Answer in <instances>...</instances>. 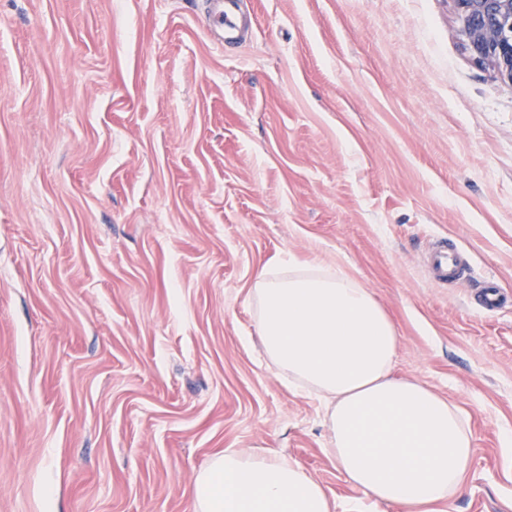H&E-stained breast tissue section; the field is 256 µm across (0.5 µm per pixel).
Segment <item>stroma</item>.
<instances>
[{"instance_id": "35a3bbf8", "label": "stroma", "mask_w": 512, "mask_h": 512, "mask_svg": "<svg viewBox=\"0 0 512 512\" xmlns=\"http://www.w3.org/2000/svg\"><path fill=\"white\" fill-rule=\"evenodd\" d=\"M208 6L0 0V512H193L227 448L396 512L260 356L252 288L286 254L367 288L395 376L467 417L441 512H512V84L453 0H242L224 45ZM439 237L468 279L429 278Z\"/></svg>"}]
</instances>
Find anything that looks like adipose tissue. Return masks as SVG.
<instances>
[{"label":"adipose tissue","instance_id":"adipose-tissue-1","mask_svg":"<svg viewBox=\"0 0 512 512\" xmlns=\"http://www.w3.org/2000/svg\"><path fill=\"white\" fill-rule=\"evenodd\" d=\"M256 327L267 358L320 393L329 452L350 483L398 512H439L458 494L473 437L452 400L393 374L396 328L344 269L286 258L258 273ZM195 512H334L324 487L275 451L227 449L193 486Z\"/></svg>","mask_w":512,"mask_h":512}]
</instances>
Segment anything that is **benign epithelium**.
<instances>
[{"label":"benign epithelium","instance_id":"7a95c632","mask_svg":"<svg viewBox=\"0 0 512 512\" xmlns=\"http://www.w3.org/2000/svg\"><path fill=\"white\" fill-rule=\"evenodd\" d=\"M472 58L512 83V0H454Z\"/></svg>","mask_w":512,"mask_h":512}]
</instances>
